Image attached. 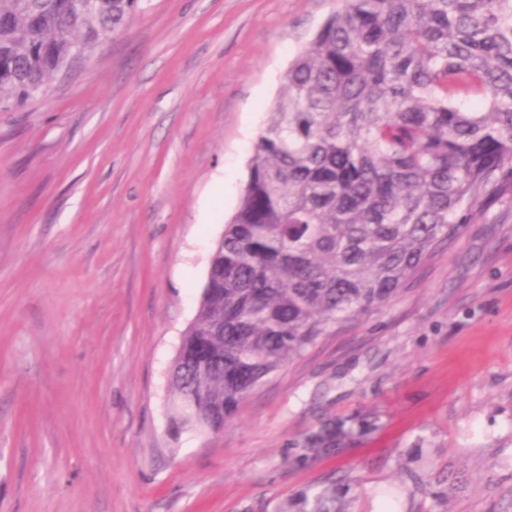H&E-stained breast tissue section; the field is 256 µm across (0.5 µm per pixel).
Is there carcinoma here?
Masks as SVG:
<instances>
[{"mask_svg": "<svg viewBox=\"0 0 512 512\" xmlns=\"http://www.w3.org/2000/svg\"><path fill=\"white\" fill-rule=\"evenodd\" d=\"M0 0V109L124 29L140 0ZM169 371V426L217 433L332 326L385 305L512 193V0H340L284 75ZM478 98L484 110L471 112ZM354 433L305 437L333 455ZM340 512L336 492L303 495Z\"/></svg>", "mask_w": 512, "mask_h": 512, "instance_id": "1", "label": "carcinoma"}]
</instances>
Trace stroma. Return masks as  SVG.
<instances>
[{"instance_id":"obj_1","label":"stroma","mask_w":512,"mask_h":512,"mask_svg":"<svg viewBox=\"0 0 512 512\" xmlns=\"http://www.w3.org/2000/svg\"><path fill=\"white\" fill-rule=\"evenodd\" d=\"M336 0H141L0 111V512H512V197L219 434L167 371L289 62ZM365 422L303 460L320 422ZM303 503L310 507L309 512H342L336 508V489L333 492L324 489L311 496L304 493Z\"/></svg>"}]
</instances>
